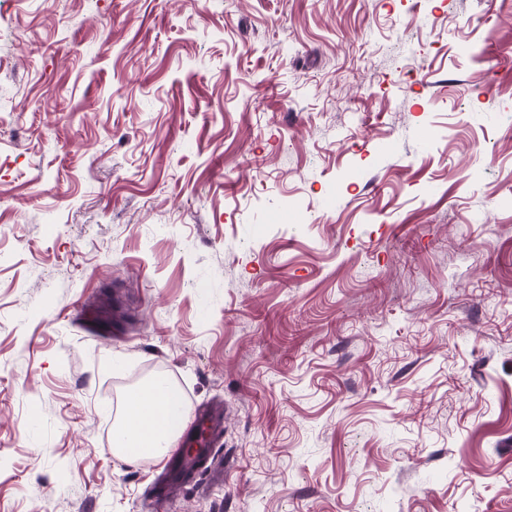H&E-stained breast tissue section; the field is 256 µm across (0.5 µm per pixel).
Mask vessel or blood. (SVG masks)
Wrapping results in <instances>:
<instances>
[{
  "label": "vessel or blood",
  "instance_id": "1",
  "mask_svg": "<svg viewBox=\"0 0 512 512\" xmlns=\"http://www.w3.org/2000/svg\"><path fill=\"white\" fill-rule=\"evenodd\" d=\"M195 425L187 427L177 448L165 456L164 478L152 489L153 506L161 508L169 496L195 477L204 462L210 461L212 451L207 448L205 436H218L224 431V406L213 403L198 409Z\"/></svg>",
  "mask_w": 512,
  "mask_h": 512
}]
</instances>
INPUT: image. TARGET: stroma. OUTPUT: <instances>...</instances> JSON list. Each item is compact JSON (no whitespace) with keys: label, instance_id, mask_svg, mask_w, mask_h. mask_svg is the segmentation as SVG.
Instances as JSON below:
<instances>
[{"label":"stroma","instance_id":"obj_1","mask_svg":"<svg viewBox=\"0 0 512 512\" xmlns=\"http://www.w3.org/2000/svg\"><path fill=\"white\" fill-rule=\"evenodd\" d=\"M158 376L166 512H512V0H0V512H151ZM144 383L129 393L126 399V417L113 432L120 431L121 443L116 452L134 462L144 455L160 458L164 449L173 447L177 432L185 421L186 408L180 398L179 388L169 385L154 386ZM147 390L164 392V403L157 407L145 406ZM131 406L129 413L128 405ZM208 432L209 443L224 432V406L212 403L196 411L194 422L181 436L178 448L171 449L165 455L164 478L152 488L153 507L157 511L178 488L185 486L187 480L203 470V462L211 461L212 448H207L204 439L197 430Z\"/></svg>","mask_w":512,"mask_h":512}]
</instances>
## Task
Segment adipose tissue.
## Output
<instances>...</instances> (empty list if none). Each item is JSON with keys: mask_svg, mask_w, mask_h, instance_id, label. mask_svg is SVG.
Masks as SVG:
<instances>
[{"mask_svg": "<svg viewBox=\"0 0 512 512\" xmlns=\"http://www.w3.org/2000/svg\"><path fill=\"white\" fill-rule=\"evenodd\" d=\"M147 390V385L143 384L129 393L127 401L131 410L121 423L123 447L120 454L131 462L146 455L161 456L164 449L173 446L186 417L179 388H166L164 402L157 407L145 406L143 399Z\"/></svg>", "mask_w": 512, "mask_h": 512, "instance_id": "obj_1", "label": "adipose tissue"}]
</instances>
